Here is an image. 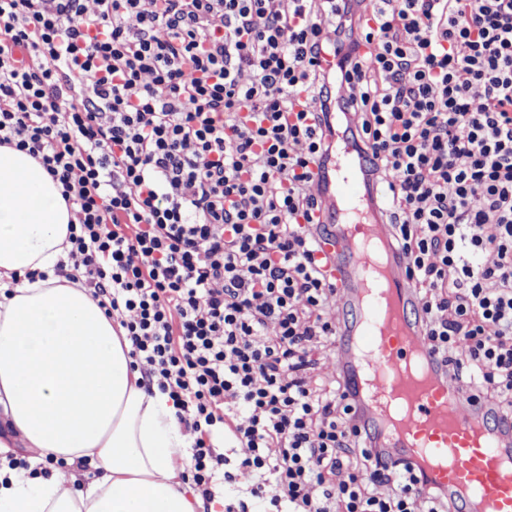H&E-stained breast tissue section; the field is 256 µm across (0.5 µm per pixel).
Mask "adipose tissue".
<instances>
[{
	"mask_svg": "<svg viewBox=\"0 0 512 512\" xmlns=\"http://www.w3.org/2000/svg\"><path fill=\"white\" fill-rule=\"evenodd\" d=\"M69 220L39 161L0 146V428L35 451L0 462V512H198L188 437L70 260ZM46 456L69 480L37 474Z\"/></svg>",
	"mask_w": 512,
	"mask_h": 512,
	"instance_id": "adipose-tissue-1",
	"label": "adipose tissue"
}]
</instances>
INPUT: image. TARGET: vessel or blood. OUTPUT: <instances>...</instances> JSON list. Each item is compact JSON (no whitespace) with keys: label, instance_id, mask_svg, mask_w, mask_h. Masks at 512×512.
<instances>
[{"label":"vessel or blood","instance_id":"b4317fda","mask_svg":"<svg viewBox=\"0 0 512 512\" xmlns=\"http://www.w3.org/2000/svg\"><path fill=\"white\" fill-rule=\"evenodd\" d=\"M360 168L343 136L326 165L311 168L322 200L315 217L335 227L321 248L340 255L336 286L357 313L338 361L378 424L383 448L416 465L466 512H512V443L436 371L414 320L419 300L406 276L408 260L392 247L393 229L371 201Z\"/></svg>","mask_w":512,"mask_h":512}]
</instances>
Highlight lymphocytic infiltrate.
Masks as SVG:
<instances>
[{"instance_id":"lymphocytic-infiltrate-1","label":"lymphocytic infiltrate","mask_w":512,"mask_h":512,"mask_svg":"<svg viewBox=\"0 0 512 512\" xmlns=\"http://www.w3.org/2000/svg\"><path fill=\"white\" fill-rule=\"evenodd\" d=\"M339 119L438 371L512 441V0H0V144L61 184L203 496L220 471L225 512H462L314 373L349 343L312 220Z\"/></svg>"}]
</instances>
